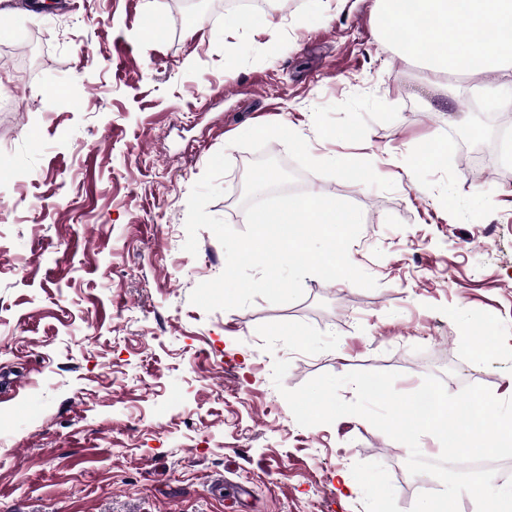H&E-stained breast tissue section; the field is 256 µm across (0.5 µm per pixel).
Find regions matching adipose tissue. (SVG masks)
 <instances>
[{
    "instance_id": "1",
    "label": "adipose tissue",
    "mask_w": 512,
    "mask_h": 512,
    "mask_svg": "<svg viewBox=\"0 0 512 512\" xmlns=\"http://www.w3.org/2000/svg\"><path fill=\"white\" fill-rule=\"evenodd\" d=\"M383 31H401V53L419 61L434 91L460 75L512 81V0H383Z\"/></svg>"
}]
</instances>
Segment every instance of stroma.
I'll list each match as a JSON object with an SVG mask.
<instances>
[{"instance_id": "35a3bbf8", "label": "stroma", "mask_w": 512, "mask_h": 512, "mask_svg": "<svg viewBox=\"0 0 512 512\" xmlns=\"http://www.w3.org/2000/svg\"><path fill=\"white\" fill-rule=\"evenodd\" d=\"M211 2L0 0V512H410L401 443L358 416L300 426L281 388L388 371L512 398V160L470 106L482 78L432 94L380 0ZM221 150L210 215L244 230L247 169L273 157L361 208L349 258L376 288L193 305L226 266L210 230L183 248Z\"/></svg>"}]
</instances>
